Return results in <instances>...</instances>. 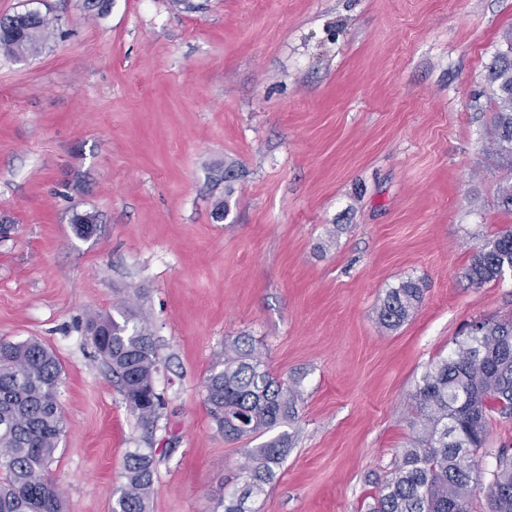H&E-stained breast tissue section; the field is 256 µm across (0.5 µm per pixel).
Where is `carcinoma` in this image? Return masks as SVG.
<instances>
[{
    "mask_svg": "<svg viewBox=\"0 0 512 512\" xmlns=\"http://www.w3.org/2000/svg\"><path fill=\"white\" fill-rule=\"evenodd\" d=\"M112 0H83L84 11L103 17ZM56 19L26 9L0 18V53L25 60L56 37ZM505 48L488 64L493 112L490 143L509 178L500 183L497 206L512 214V30ZM83 236L94 231L95 216L72 217ZM512 270V226L484 240L465 277L481 287ZM420 283L410 279L386 291L379 324L400 327L423 300ZM120 318L94 313L84 328L102 362L120 384L129 409L153 432L163 399L156 391L158 353L152 333L134 309L123 304ZM479 328L454 340L447 357L420 377L414 400L421 416L416 445L401 451L394 477L377 497L372 512H472L480 485V458L495 464L485 488L487 512H512V454L487 447L489 415L512 418V318L483 319ZM62 366L53 351L31 339L0 340V512H64L60 490L49 476L64 418L59 401ZM205 404L224 437L261 436L295 419L299 391L273 377L261 351L244 340L224 347L205 377ZM286 449L279 441L244 449L242 486L224 490V512H245V499L264 491ZM158 459L154 448L126 453L112 512H147Z\"/></svg>",
    "mask_w": 512,
    "mask_h": 512,
    "instance_id": "carcinoma-1",
    "label": "carcinoma"
}]
</instances>
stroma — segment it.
Returning a JSON list of instances; mask_svg holds the SVG:
<instances>
[{
  "label": "stroma",
  "mask_w": 512,
  "mask_h": 512,
  "mask_svg": "<svg viewBox=\"0 0 512 512\" xmlns=\"http://www.w3.org/2000/svg\"><path fill=\"white\" fill-rule=\"evenodd\" d=\"M65 31L0 55V338L62 366L50 476L65 512H112L126 453L161 449L149 512H224L243 451L287 452L249 512H368L418 432L425 369L512 273L474 287L512 214L488 149L486 65L512 0H43ZM97 217L88 238L73 211ZM421 280L402 326L386 291ZM126 299L158 346L146 432L86 339ZM246 338L297 383L294 421L219 433L204 378ZM423 293L420 283L412 279L389 288L378 311L379 324L387 330L400 327L422 303Z\"/></svg>",
  "instance_id": "35a3bbf8"
}]
</instances>
